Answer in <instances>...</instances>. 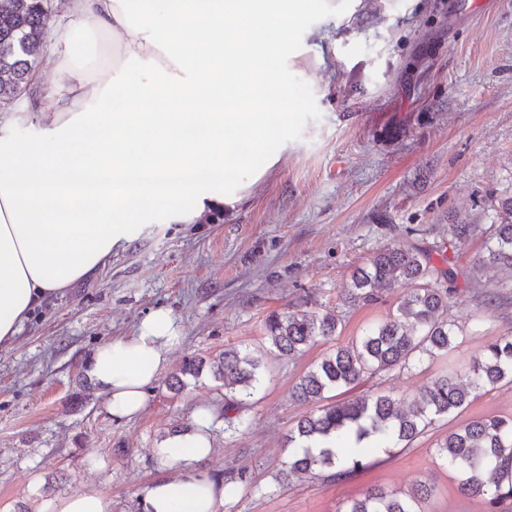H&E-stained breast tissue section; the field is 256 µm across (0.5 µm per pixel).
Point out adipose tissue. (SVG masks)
I'll use <instances>...</instances> for the list:
<instances>
[{"label":"adipose tissue","instance_id":"1","mask_svg":"<svg viewBox=\"0 0 512 512\" xmlns=\"http://www.w3.org/2000/svg\"><path fill=\"white\" fill-rule=\"evenodd\" d=\"M363 0H66L79 35L58 34L63 94L39 95L40 75L0 110V347L31 314L95 274L148 224H207L235 210L287 149L301 103L282 73L302 63L296 24L316 14L353 17ZM142 80L129 84L130 63ZM147 111H115L118 93ZM25 126L36 137H20ZM192 128L205 139L189 137ZM279 149L267 152L270 138ZM265 154L264 166L253 163ZM177 328L158 310L135 335L87 360L107 411L128 419L168 365ZM209 409L191 432L167 440L177 475L145 493L144 512H219L224 485L200 478L214 453Z\"/></svg>","mask_w":512,"mask_h":512}]
</instances>
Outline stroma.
Here are the masks:
<instances>
[{
	"label": "stroma",
	"mask_w": 512,
	"mask_h": 512,
	"mask_svg": "<svg viewBox=\"0 0 512 512\" xmlns=\"http://www.w3.org/2000/svg\"><path fill=\"white\" fill-rule=\"evenodd\" d=\"M37 65L42 90L63 92L57 31L76 25L57 0ZM355 34L324 47L317 75L285 79L302 103L280 163L249 195L210 224H152L99 273L34 312L16 343L0 350V512H41L57 497L94 488L112 512H142L147 488L178 473L152 454L171 427L210 407L217 441L198 475L232 480L220 512H346L371 488L403 492L434 484L423 512H490L458 491L454 468L437 454L448 431L482 417L512 419V382L477 392L413 441L367 450L365 467L282 478L288 434L309 411L291 396L299 378L395 314L404 294L351 305L353 270L386 248H433L458 274L448 319L458 339L448 354L409 370L364 378L339 400L390 394L410 400L436 377L466 372L497 339L512 336V271L477 265L501 203L512 198V0H367ZM477 234L448 246V227ZM334 309L335 337L300 356L269 351L263 321L274 311ZM158 309L179 326L171 364L235 346L264 356L260 390L243 402L250 427L224 428L222 396L209 377L181 394L169 371L145 389L130 419L110 415L85 368L96 348L131 335ZM87 398L75 406V394Z\"/></svg>",
	"instance_id": "obj_1"
}]
</instances>
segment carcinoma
<instances>
[{"label":"carcinoma","mask_w":512,"mask_h":512,"mask_svg":"<svg viewBox=\"0 0 512 512\" xmlns=\"http://www.w3.org/2000/svg\"><path fill=\"white\" fill-rule=\"evenodd\" d=\"M48 0H0V109H8L25 90L30 72L41 55L45 39ZM498 223L479 258L483 268L512 269V200L497 212ZM479 225L462 222L448 225L452 240L462 246ZM456 273L452 267L437 266L432 248H387L376 253L352 275L348 303L373 302L381 291L395 285L406 288L397 314L368 329L358 341L338 348L293 386L292 397L317 404L316 412L297 421L288 437L294 448L282 475L314 476L327 469L334 476H346L364 466L362 440L379 434L390 448L410 442L437 418L466 405L473 393L505 379L512 380V336L488 345L464 375L447 374L428 385L417 398L407 402L390 395L362 396L330 401L328 393L351 388L367 374L395 368L408 370L426 357L446 354L456 343L454 324L448 322V300L452 297ZM340 319L333 310H293L272 313L264 322L266 337L274 351L293 358L319 340L336 335ZM262 358L226 347L206 360L186 357L167 380V387L182 391L188 380L210 373L218 388L224 389V423L230 431H244L250 421L238 413L243 399L261 383ZM336 435L342 457L329 450L312 452L317 442ZM442 460L458 472L462 495L486 498L491 512L512 508V484L505 486L499 464L512 460V420L490 417L473 420L448 433L437 443ZM434 486L416 483L402 497L378 488L369 489L346 512H417L414 503L433 495Z\"/></svg>","instance_id":"carcinoma-1"}]
</instances>
